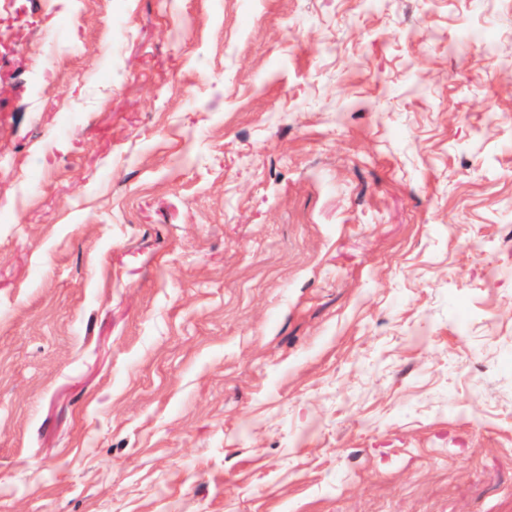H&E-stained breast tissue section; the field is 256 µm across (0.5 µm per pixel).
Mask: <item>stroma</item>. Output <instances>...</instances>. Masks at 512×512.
Returning a JSON list of instances; mask_svg holds the SVG:
<instances>
[{"label":"stroma","mask_w":512,"mask_h":512,"mask_svg":"<svg viewBox=\"0 0 512 512\" xmlns=\"http://www.w3.org/2000/svg\"><path fill=\"white\" fill-rule=\"evenodd\" d=\"M0 512H512V0H0Z\"/></svg>","instance_id":"obj_1"}]
</instances>
